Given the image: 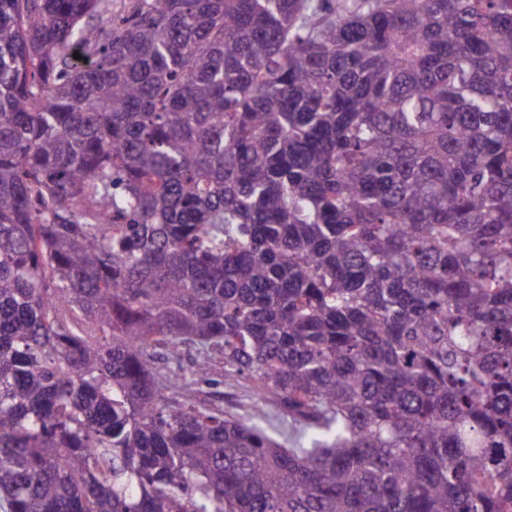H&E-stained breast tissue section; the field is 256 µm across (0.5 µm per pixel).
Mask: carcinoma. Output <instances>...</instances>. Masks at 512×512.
<instances>
[{"label":"carcinoma","instance_id":"1","mask_svg":"<svg viewBox=\"0 0 512 512\" xmlns=\"http://www.w3.org/2000/svg\"><path fill=\"white\" fill-rule=\"evenodd\" d=\"M0 505L512 512V0H0ZM246 384L247 382L244 380L232 384L225 382L217 385L200 383L194 388L195 396L220 407L224 410V414L245 415L248 403Z\"/></svg>","mask_w":512,"mask_h":512}]
</instances>
